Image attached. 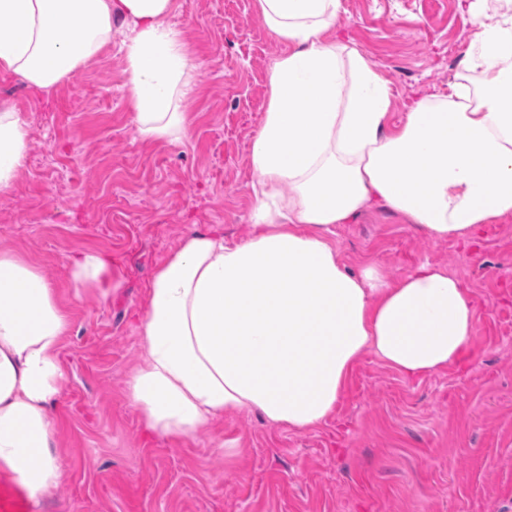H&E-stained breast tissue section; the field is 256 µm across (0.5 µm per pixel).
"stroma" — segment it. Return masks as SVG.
<instances>
[{
  "label": "stroma",
  "instance_id": "35a3bbf8",
  "mask_svg": "<svg viewBox=\"0 0 512 512\" xmlns=\"http://www.w3.org/2000/svg\"><path fill=\"white\" fill-rule=\"evenodd\" d=\"M252 2L180 0L174 21L198 65L182 144L139 139L117 48L45 95L0 75V99L30 130L0 198V249L41 267L71 315L55 408L64 477L31 512H512V216L475 253L384 206L336 229L351 274L375 263L398 280L428 261L469 288L465 365L408 379L364 356L335 416L307 431L233 412L170 442L132 407L155 269L190 227L233 241L251 221L249 146L282 50ZM336 27L391 82L397 120L446 87L475 38L459 0H342ZM84 250L111 257L121 285L108 298L72 288L66 259Z\"/></svg>",
  "mask_w": 512,
  "mask_h": 512
}]
</instances>
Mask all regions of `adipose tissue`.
Listing matches in <instances>:
<instances>
[{
  "label": "adipose tissue",
  "instance_id": "ef3b65f1",
  "mask_svg": "<svg viewBox=\"0 0 512 512\" xmlns=\"http://www.w3.org/2000/svg\"><path fill=\"white\" fill-rule=\"evenodd\" d=\"M177 0H0V73L38 91L104 49L125 60L140 139L178 144L197 65L170 23ZM341 0H255L283 46L249 147L252 222L237 241L190 229L153 273L139 330L145 360L130 401L154 436L176 440L230 411L305 431L334 416L372 355L403 376L448 369L476 333L472 297L424 263L399 281L352 275L333 235L383 205L433 239L478 244L512 215V12L469 0L476 31L441 92L392 119L390 82L336 32ZM29 150L25 121L0 108V196ZM74 288L109 296L110 258L67 259ZM69 311L44 272L0 250V476L37 500L62 480L54 409Z\"/></svg>",
  "mask_w": 512,
  "mask_h": 512
}]
</instances>
